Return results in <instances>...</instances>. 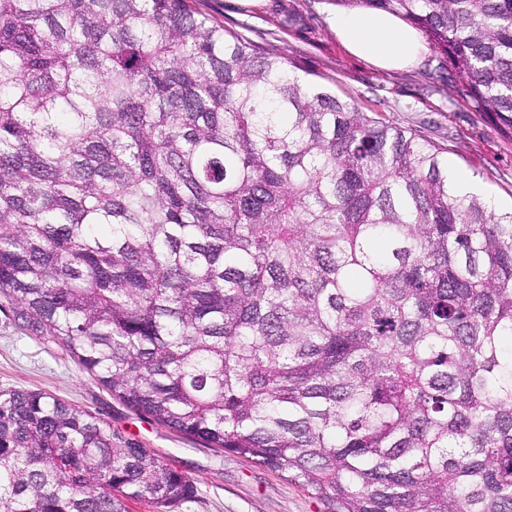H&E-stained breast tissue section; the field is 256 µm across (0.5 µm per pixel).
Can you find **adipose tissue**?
<instances>
[{"label":"adipose tissue","mask_w":512,"mask_h":512,"mask_svg":"<svg viewBox=\"0 0 512 512\" xmlns=\"http://www.w3.org/2000/svg\"><path fill=\"white\" fill-rule=\"evenodd\" d=\"M330 23L353 56L383 70L407 68L425 50L420 31L388 11L339 12Z\"/></svg>","instance_id":"obj_1"}]
</instances>
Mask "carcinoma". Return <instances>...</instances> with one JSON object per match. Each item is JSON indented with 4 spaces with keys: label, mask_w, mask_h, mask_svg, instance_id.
I'll return each instance as SVG.
<instances>
[{
    "label": "carcinoma",
    "mask_w": 512,
    "mask_h": 512,
    "mask_svg": "<svg viewBox=\"0 0 512 512\" xmlns=\"http://www.w3.org/2000/svg\"><path fill=\"white\" fill-rule=\"evenodd\" d=\"M397 13L512 139V0ZM0 294L112 396L323 512H512V208L186 0H0ZM194 481L0 392V512Z\"/></svg>",
    "instance_id": "carcinoma-1"
}]
</instances>
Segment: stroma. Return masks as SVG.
I'll list each match as a JSON object with an SVG mask.
<instances>
[{
    "label": "stroma",
    "instance_id": "stroma-1",
    "mask_svg": "<svg viewBox=\"0 0 512 512\" xmlns=\"http://www.w3.org/2000/svg\"><path fill=\"white\" fill-rule=\"evenodd\" d=\"M188 5L313 71L361 111L445 148L449 161L473 175L495 205H512V140L463 101L461 85L452 76L437 77L422 62L386 71L349 54L330 27L338 10L335 0H188ZM292 10L302 15L304 25H284ZM10 389L39 391L96 413L116 432L188 475L197 494L178 512L321 510L318 500L277 472L205 447L127 408L82 372L57 342L28 326L18 306L0 295V391Z\"/></svg>",
    "mask_w": 512,
    "mask_h": 512
}]
</instances>
